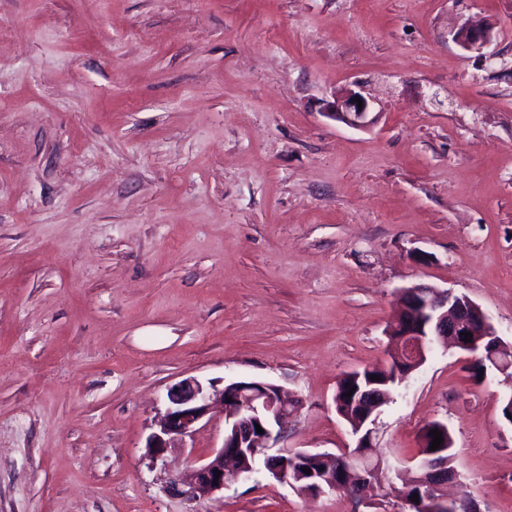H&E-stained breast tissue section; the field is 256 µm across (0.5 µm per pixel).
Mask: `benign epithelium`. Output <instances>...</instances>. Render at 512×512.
Returning a JSON list of instances; mask_svg holds the SVG:
<instances>
[{
  "instance_id": "1",
  "label": "benign epithelium",
  "mask_w": 512,
  "mask_h": 512,
  "mask_svg": "<svg viewBox=\"0 0 512 512\" xmlns=\"http://www.w3.org/2000/svg\"><path fill=\"white\" fill-rule=\"evenodd\" d=\"M456 41L466 50L482 51L491 42L488 27L462 26L455 35ZM358 93L344 90L339 96L324 104V114L355 127L367 124L368 102L357 103ZM472 334L471 341H464L462 334ZM391 335L399 337L398 364L386 365L393 370V377L406 382L409 374L403 364H423L435 345L434 337L448 341L458 351L467 355L472 363L482 365L487 352L498 348L512 353V346L505 344L479 306L464 295L450 289L430 285H415L399 291V302ZM167 408L158 421L157 429L149 434L144 453L148 465L154 467L172 449V442L190 438L197 425L219 407L224 415V434L220 447L204 459L193 462L186 471L172 478L167 491L189 501L201 495L224 492L225 471L232 467L234 473L250 479L258 468L237 462V453L243 448L254 449L262 457L268 475L279 483H288V459L305 464L341 463L342 476L335 480L325 476L326 482H317L316 494L322 495L336 489L347 490L362 504L372 503L373 477L386 464L379 456L367 460L373 447L372 431L360 433L356 446L345 448L339 454L329 452L295 451L281 445L285 438L288 418L299 409L298 402H290L282 395L280 386L266 381L242 380L218 387L215 382L203 384L197 379L186 378L168 388ZM261 427L264 433L256 431ZM455 471L436 467L423 475L429 492L418 503L420 512H456L460 498L448 499L433 493L439 485L455 478Z\"/></svg>"
}]
</instances>
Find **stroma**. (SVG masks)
Segmentation results:
<instances>
[{
    "label": "stroma",
    "instance_id": "obj_1",
    "mask_svg": "<svg viewBox=\"0 0 512 512\" xmlns=\"http://www.w3.org/2000/svg\"><path fill=\"white\" fill-rule=\"evenodd\" d=\"M343 89L367 126L323 115ZM419 283L512 343V0H0V512H399L435 421L446 496L512 512V376L451 347L380 409L373 507L263 470L166 493L218 412L143 459L189 377L272 382L301 402L289 447L354 445L337 385L387 362ZM455 38L464 49L481 52L491 42V29L464 25L457 31ZM440 423L441 422L436 421V422L429 424L424 429V431L422 433L421 443L425 442L426 448H420L419 453L422 456L421 462L429 461L431 459H438L442 462L447 463L448 469H454V465H453L454 453L452 452L453 443L448 444V427H447V425L444 424L446 426L445 431L447 432V442H445V435L441 432L443 442L439 446V449H437L436 451H430V445L434 439V437L432 435H430V432H431V430H435V429H438V431H440V428L443 427V425ZM444 442H445V445H447L448 447L440 448V447H444Z\"/></svg>",
    "mask_w": 512,
    "mask_h": 512
}]
</instances>
